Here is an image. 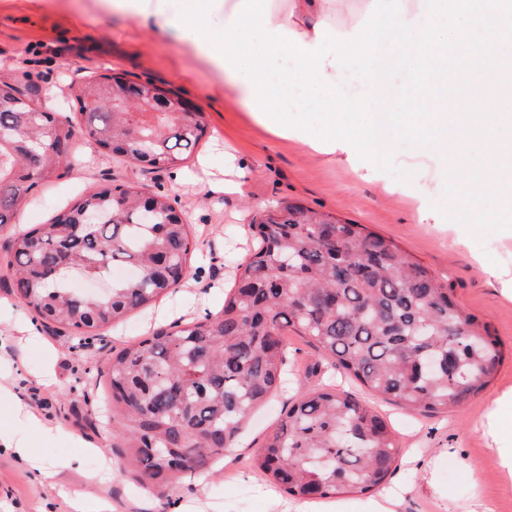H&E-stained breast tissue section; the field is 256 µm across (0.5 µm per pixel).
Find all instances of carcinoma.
Instances as JSON below:
<instances>
[{
    "mask_svg": "<svg viewBox=\"0 0 512 512\" xmlns=\"http://www.w3.org/2000/svg\"><path fill=\"white\" fill-rule=\"evenodd\" d=\"M167 95L183 102L151 81L104 75L78 97L81 134L143 167L173 168L192 153L205 126L199 119L187 126L176 108L148 112ZM75 136V127L38 106L33 88L0 75V224L11 223L34 186L71 168ZM144 203L155 209L148 222L136 217ZM189 229L168 197L116 185L15 233L6 269L44 325L94 335L152 307L186 279ZM253 230L259 248L218 313L157 328L108 362L114 447L124 469L159 499L236 444L283 382L290 333L371 392L415 411L464 406L502 361L487 324L426 267L363 225L288 203L266 212ZM125 267L134 277L112 282L103 299L61 284L67 272L88 281ZM428 354L440 366L425 375L419 363ZM398 448L371 406L348 392L306 387L254 465L292 497L326 500L380 488ZM321 457L336 466L316 468Z\"/></svg>",
    "mask_w": 512,
    "mask_h": 512,
    "instance_id": "carcinoma-1",
    "label": "carcinoma"
}]
</instances>
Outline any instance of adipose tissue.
<instances>
[{
	"label": "adipose tissue",
	"mask_w": 512,
	"mask_h": 512,
	"mask_svg": "<svg viewBox=\"0 0 512 512\" xmlns=\"http://www.w3.org/2000/svg\"><path fill=\"white\" fill-rule=\"evenodd\" d=\"M336 8V0H272L270 24L297 32L301 40L312 45L316 42L318 23H334ZM505 180L512 181V159L506 161L491 154L486 173L473 176L465 194H449L448 205L474 216L482 215L488 191Z\"/></svg>",
	"instance_id": "adipose-tissue-1"
}]
</instances>
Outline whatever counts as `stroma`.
<instances>
[{
    "label": "stroma",
    "mask_w": 512,
    "mask_h": 512,
    "mask_svg": "<svg viewBox=\"0 0 512 512\" xmlns=\"http://www.w3.org/2000/svg\"><path fill=\"white\" fill-rule=\"evenodd\" d=\"M0 71L37 83L43 110L79 119L83 76L122 73L173 89L197 104L206 133L180 169L150 172L130 160L99 152L85 138L74 141L78 160L61 176L37 184L14 223L0 226V260L17 230L50 222L106 183L125 184L146 195H169L186 212L195 250L191 276L151 310L134 311L120 326L78 338L45 327L0 276V426L17 431L32 460L0 447V512H71L69 497L107 500L112 512H294V497L276 490L252 459L296 401L300 386L329 385L374 405L392 425L400 459L386 486L402 490L398 512H467L473 498L512 512V480H504L497 451L512 448V421L487 423L490 400L512 389V232L476 241L465 227L419 218V193L430 186L427 170L394 187L390 174L374 179L341 154H322L280 138L230 100L222 81L191 58L186 44L154 27L114 14L106 0H0ZM246 169L243 193L222 189L225 153ZM299 204L343 224H361L390 239L451 288L457 301L486 322L503 351L490 385L461 409L408 411L368 391L321 359L301 338L291 337L288 383L261 410L239 447L224 453L211 472L185 478L169 503L143 496L127 472L90 481L95 456L80 453L79 440L94 441L113 455L101 384L113 352L159 325L216 313L225 289L234 287L245 260L258 246L252 229L269 207ZM34 338H25V326ZM24 404L51 435L30 430L14 416ZM80 456L78 467L45 480L40 466Z\"/></svg>",
    "instance_id": "obj_1"
}]
</instances>
